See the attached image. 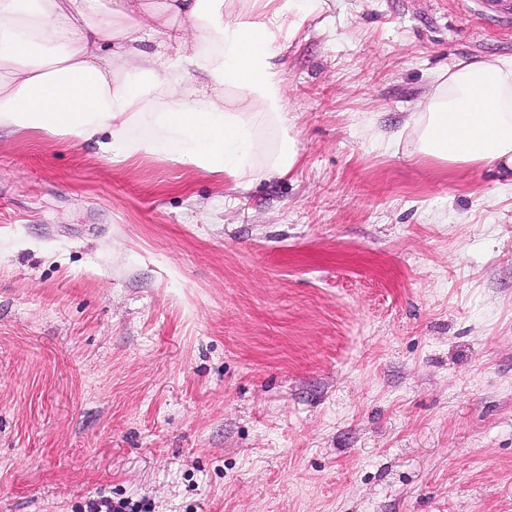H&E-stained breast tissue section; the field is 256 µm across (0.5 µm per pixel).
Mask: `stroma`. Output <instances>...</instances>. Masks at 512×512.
Instances as JSON below:
<instances>
[{"instance_id":"1","label":"stroma","mask_w":512,"mask_h":512,"mask_svg":"<svg viewBox=\"0 0 512 512\" xmlns=\"http://www.w3.org/2000/svg\"><path fill=\"white\" fill-rule=\"evenodd\" d=\"M489 55L475 0H326L248 188L0 130V512H512V190L372 146Z\"/></svg>"}]
</instances>
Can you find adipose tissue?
<instances>
[{
  "mask_svg": "<svg viewBox=\"0 0 512 512\" xmlns=\"http://www.w3.org/2000/svg\"><path fill=\"white\" fill-rule=\"evenodd\" d=\"M323 0H0V130L170 157L237 181L300 154L278 60ZM206 83L189 85L190 73ZM413 154L493 163L512 189V56L449 66L407 122Z\"/></svg>",
  "mask_w": 512,
  "mask_h": 512,
  "instance_id": "1",
  "label": "adipose tissue"
}]
</instances>
